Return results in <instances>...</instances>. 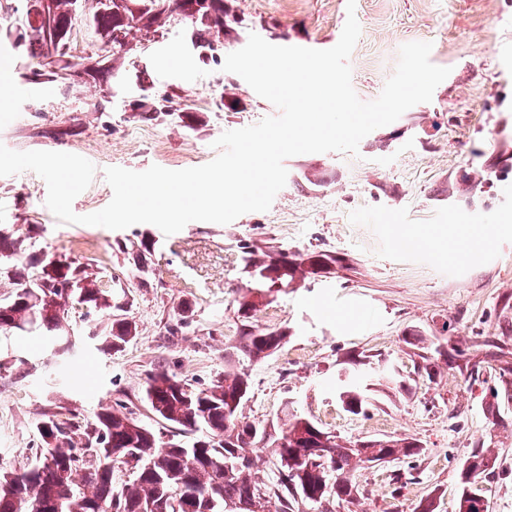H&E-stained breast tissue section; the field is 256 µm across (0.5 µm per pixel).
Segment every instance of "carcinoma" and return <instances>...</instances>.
I'll return each instance as SVG.
<instances>
[{"label": "carcinoma", "instance_id": "obj_1", "mask_svg": "<svg viewBox=\"0 0 512 512\" xmlns=\"http://www.w3.org/2000/svg\"><path fill=\"white\" fill-rule=\"evenodd\" d=\"M78 0H48V22L25 20L29 53L40 57L48 48L44 36L51 28L57 38L54 48L70 43ZM90 21L99 34L125 46L135 31H157L163 15L175 12L192 24V40L202 58L224 52L225 31L241 21L229 0H95ZM244 260L257 264L254 279L259 288L242 297L239 312L250 318L258 300L288 287L296 278L316 275L339 262L323 252L259 251L245 243ZM14 291L0 299V335L16 331L42 336L61 330L65 313L73 303L92 312L112 308V294L99 288L90 265L76 259H55L37 249L33 237H13L0 227V279ZM76 288L69 293L68 283ZM93 335L102 345L118 350L137 336L135 321L114 318ZM287 334L283 330L243 329L236 352L251 361L273 354ZM249 389L244 373L224 372V379L196 387L165 371L151 375L145 399L163 422L185 434L183 440L165 442L130 413L105 410L89 423L70 414L60 421L52 413L36 427L39 436L38 466L15 468L0 462V512H224L228 501L250 491L262 495L263 504L274 498L277 512H303L309 504L321 512H334L335 504L355 499L359 489L351 471L359 463L388 462L423 452L414 439H375L359 446L345 444L331 431L294 414L287 416L285 431L273 441L280 463L275 488L249 479L253 460L244 449L256 442L259 431L244 420L241 406ZM344 409L367 414L368 396L357 383L342 388ZM330 448L319 461L317 448ZM239 459L238 468H227ZM130 468L132 480L117 486L116 464ZM497 458L489 450L475 448L460 472L459 512H477L469 498L473 485L494 473Z\"/></svg>", "mask_w": 512, "mask_h": 512}]
</instances>
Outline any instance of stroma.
Instances as JSON below:
<instances>
[{"mask_svg": "<svg viewBox=\"0 0 512 512\" xmlns=\"http://www.w3.org/2000/svg\"><path fill=\"white\" fill-rule=\"evenodd\" d=\"M243 19L230 51L250 34L277 46L334 47L347 0H232ZM85 0L75 22L68 61L115 59L117 76H88L42 85L28 96L38 61L16 40L26 0H0V144L14 151H56L90 160L96 172L73 201L87 215L109 204L106 168L143 171L198 167L214 159L225 131L276 115L238 75L190 52V26L172 19L154 39L138 35L118 49L98 35ZM360 38L349 58L361 100L376 99L393 74L401 45H433L432 63L449 68L430 102L407 110L359 145L358 155L310 153L285 161L288 181L270 209L228 224L193 221L167 236L154 225L121 230L59 222L46 207L47 185L36 173L0 176V225L35 236L38 247L78 258L99 273V286L136 322L137 336L115 351L89 338L88 320L106 326L112 310L86 317L68 312L67 332L0 336V459L26 465L38 444L36 423L48 411L91 421L103 409L125 407L157 432H168L144 400L149 374L166 369L205 386L225 372L246 373L248 421L282 430L285 413L309 419L349 441L415 439L421 455L354 474L360 495L334 512H415L432 499L434 512H458L462 462L476 448L492 449L497 468L484 486L489 512H512V401L488 411L489 385L501 365L486 362L485 340L512 350V0H356ZM168 96L198 113L195 130L175 118L148 120L136 99ZM230 97L237 111L224 110ZM456 230H449V222ZM491 230L487 247L471 253L469 229ZM124 241L127 252L114 247ZM144 262L133 259L141 241ZM323 251L348 268L293 282L253 311L251 325L285 329L282 347L264 360L232 359L243 320L239 299L252 284L240 246ZM193 315L177 335L166 329L178 307ZM462 353L483 361L482 381L447 365ZM437 365L418 376L420 355ZM26 357L20 367L16 357ZM386 370L391 380L372 395L367 415L346 412L336 383L349 370ZM404 486L391 497L393 472Z\"/></svg>", "mask_w": 512, "mask_h": 512, "instance_id": "35a3bbf8", "label": "stroma"}]
</instances>
